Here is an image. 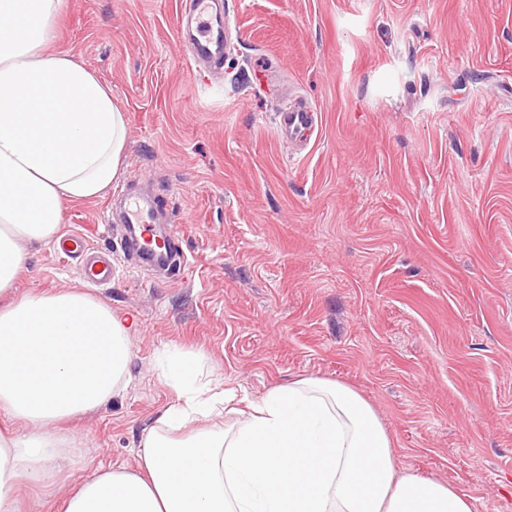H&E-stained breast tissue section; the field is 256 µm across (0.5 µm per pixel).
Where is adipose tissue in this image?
Instances as JSON below:
<instances>
[{
	"mask_svg": "<svg viewBox=\"0 0 512 512\" xmlns=\"http://www.w3.org/2000/svg\"><path fill=\"white\" fill-rule=\"evenodd\" d=\"M64 0H0V512L20 479L51 480L62 422L125 386L130 326L72 288L16 296L23 244L56 239L70 204L104 198L126 147L111 90L51 48ZM201 355L158 357L178 401L142 442L137 469H99L60 512H474L455 486L404 473L372 405L351 387L300 377L235 409Z\"/></svg>",
	"mask_w": 512,
	"mask_h": 512,
	"instance_id": "obj_1",
	"label": "adipose tissue"
}]
</instances>
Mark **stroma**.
Instances as JSON below:
<instances>
[{"label":"stroma","mask_w":512,"mask_h":512,"mask_svg":"<svg viewBox=\"0 0 512 512\" xmlns=\"http://www.w3.org/2000/svg\"><path fill=\"white\" fill-rule=\"evenodd\" d=\"M224 60L195 62L185 0H66L53 48L126 116L118 184L162 205L190 270L139 266L112 197L61 231L111 251L85 285L51 245L17 295L82 288L132 323V381L66 423L68 461L23 488L53 512L100 468H136L176 400L155 353H200L210 379L261 398L315 376L357 390L403 469L512 512V0H215ZM317 112L309 141L280 113Z\"/></svg>","instance_id":"1"}]
</instances>
